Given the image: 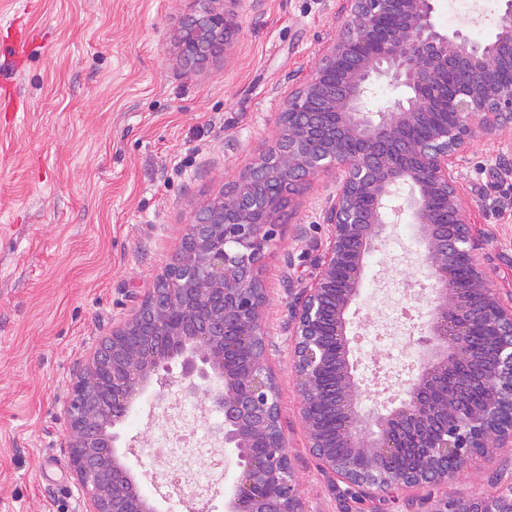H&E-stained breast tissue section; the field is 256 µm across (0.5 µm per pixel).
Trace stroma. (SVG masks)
Listing matches in <instances>:
<instances>
[{
	"label": "stroma",
	"instance_id": "stroma-1",
	"mask_svg": "<svg viewBox=\"0 0 512 512\" xmlns=\"http://www.w3.org/2000/svg\"><path fill=\"white\" fill-rule=\"evenodd\" d=\"M0 0V512H73L77 490L64 444L63 403L77 367L154 286L191 208L251 163L275 131L289 80H303L340 25L339 0H240L233 56L186 74L172 34L191 0ZM441 29L481 43L500 0L454 9L436 0ZM498 147L482 136L459 173L471 222L502 256L488 271L512 291V175L491 177ZM330 178L312 181L282 213L263 268L267 366L279 384L282 427L307 512H414L416 491L382 504L335 494L302 425L286 325L288 290L306 285L326 235L318 210ZM421 245L402 214L367 258L356 316L362 370L400 394L386 365H418L417 326L402 347L379 345L368 325L401 305L426 311ZM403 283L389 293L390 281ZM193 407L196 438L222 421L202 399L145 393L117 425L134 446L140 485L162 470L150 450L169 407ZM496 458L468 463L434 495H491Z\"/></svg>",
	"mask_w": 512,
	"mask_h": 512
}]
</instances>
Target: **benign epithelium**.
I'll use <instances>...</instances> for the list:
<instances>
[{
	"label": "benign epithelium",
	"instance_id": "1",
	"mask_svg": "<svg viewBox=\"0 0 512 512\" xmlns=\"http://www.w3.org/2000/svg\"><path fill=\"white\" fill-rule=\"evenodd\" d=\"M173 34L196 73L226 57L239 0H192ZM484 43L441 31L435 0H341L342 24L312 72L279 100L277 133L240 175L192 213L181 246L138 307L82 365L63 405L76 512H157L117 451L114 431L154 388L168 399L172 364L187 396L224 422L233 462L225 512H306L266 365L262 267L280 214L312 179L331 176L327 237L314 272L288 289V336L307 448L342 497L381 500L448 483L478 456L512 446V297L491 285L458 184L471 140L512 127V0ZM403 88L365 109L374 81ZM512 172V140L493 174ZM409 209L430 281L416 344L423 362L396 406L367 407L353 307L366 260ZM492 496L421 499L422 512H512V460Z\"/></svg>",
	"mask_w": 512,
	"mask_h": 512
}]
</instances>
